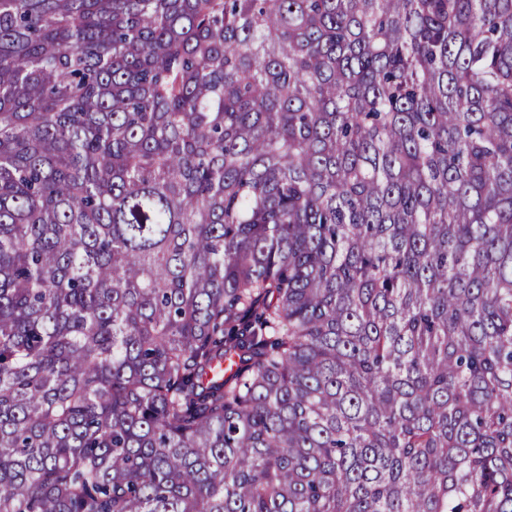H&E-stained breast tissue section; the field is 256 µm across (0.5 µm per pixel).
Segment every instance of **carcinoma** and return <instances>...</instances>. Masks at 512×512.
Instances as JSON below:
<instances>
[{"instance_id": "carcinoma-1", "label": "carcinoma", "mask_w": 512, "mask_h": 512, "mask_svg": "<svg viewBox=\"0 0 512 512\" xmlns=\"http://www.w3.org/2000/svg\"><path fill=\"white\" fill-rule=\"evenodd\" d=\"M0 512H512V0H0Z\"/></svg>"}]
</instances>
